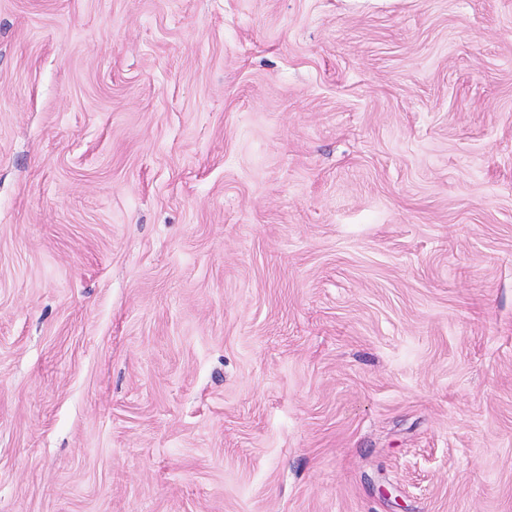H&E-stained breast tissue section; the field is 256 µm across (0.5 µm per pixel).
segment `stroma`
<instances>
[{"label": "stroma", "instance_id": "1", "mask_svg": "<svg viewBox=\"0 0 512 512\" xmlns=\"http://www.w3.org/2000/svg\"><path fill=\"white\" fill-rule=\"evenodd\" d=\"M0 512H512V0H0Z\"/></svg>", "mask_w": 512, "mask_h": 512}]
</instances>
